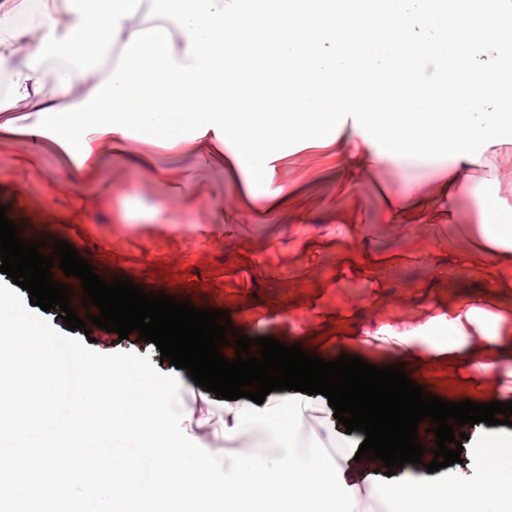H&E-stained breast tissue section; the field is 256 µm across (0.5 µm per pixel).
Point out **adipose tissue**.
<instances>
[{"label":"adipose tissue","mask_w":512,"mask_h":512,"mask_svg":"<svg viewBox=\"0 0 512 512\" xmlns=\"http://www.w3.org/2000/svg\"><path fill=\"white\" fill-rule=\"evenodd\" d=\"M143 0H0V125L15 112L66 108L87 100L113 73L133 33L148 28ZM478 224H455L466 258L486 277L485 289L436 297L442 312L423 326L382 342L429 393L453 400L499 401L512 394V217L484 205ZM313 335L335 341L337 354H355L360 326L310 300ZM465 449L472 476L446 482L426 468L376 477L373 492L391 512H512V436L495 429L470 432Z\"/></svg>","instance_id":"1"}]
</instances>
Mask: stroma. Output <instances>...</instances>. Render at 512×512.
<instances>
[{
  "label": "stroma",
  "instance_id": "obj_1",
  "mask_svg": "<svg viewBox=\"0 0 512 512\" xmlns=\"http://www.w3.org/2000/svg\"><path fill=\"white\" fill-rule=\"evenodd\" d=\"M223 144L183 134L170 139L137 137L114 153L108 139L91 143L83 164H74L51 143L36 145L0 136V205L20 229L40 239L79 244L100 277H126L136 285L189 300L198 308L227 307L233 327L250 337L309 345L312 321L305 302L321 290L323 310L351 316L364 308L363 328L411 329L437 314L424 292L476 290L485 284L478 266L461 261V240L449 223L476 224L481 208L470 186L492 177L495 200L512 211V154L487 156L462 175L463 189L440 203L430 222L391 218L379 194L387 189L433 195L446 179L432 159L354 168L352 147L303 141L265 164L263 187L244 197L247 166L224 165ZM112 184V196L98 193ZM187 205L167 211L168 198ZM280 205L266 211L270 199ZM375 258L363 275L342 257ZM92 347L109 354L149 356L160 373L177 375L194 411L193 437L233 455L242 439L230 435L239 401H206L204 388L186 370L161 363L160 351L136 334L93 328ZM302 430L329 448H356L364 433L333 427V410L322 395L307 397Z\"/></svg>",
  "mask_w": 512,
  "mask_h": 512
}]
</instances>
